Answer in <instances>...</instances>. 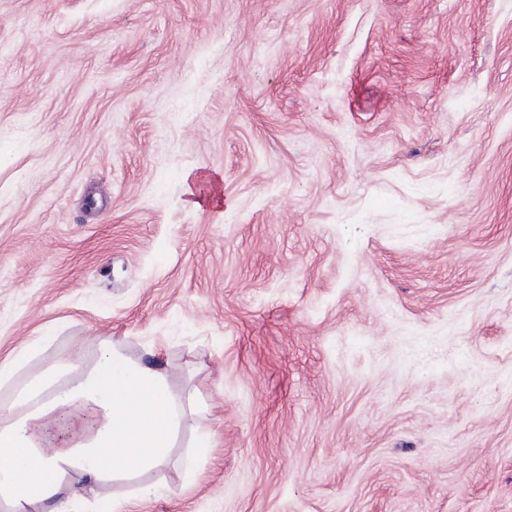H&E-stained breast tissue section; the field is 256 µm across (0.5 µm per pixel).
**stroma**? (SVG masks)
Instances as JSON below:
<instances>
[{
  "label": "stroma",
  "mask_w": 512,
  "mask_h": 512,
  "mask_svg": "<svg viewBox=\"0 0 512 512\" xmlns=\"http://www.w3.org/2000/svg\"><path fill=\"white\" fill-rule=\"evenodd\" d=\"M42 335L17 382L112 340L216 432L81 499L512 512V0H0V361Z\"/></svg>",
  "instance_id": "obj_1"
}]
</instances>
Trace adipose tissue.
<instances>
[{
  "label": "adipose tissue",
  "mask_w": 512,
  "mask_h": 512,
  "mask_svg": "<svg viewBox=\"0 0 512 512\" xmlns=\"http://www.w3.org/2000/svg\"><path fill=\"white\" fill-rule=\"evenodd\" d=\"M32 352L28 346L0 362V387L13 389L0 404V503L10 512H81L79 501L60 497L70 474L104 482L162 468L190 415L199 434L183 475L198 480L213 435L208 412L176 397L159 364L107 341L76 379L66 363L16 384Z\"/></svg>",
  "instance_id": "obj_1"
}]
</instances>
